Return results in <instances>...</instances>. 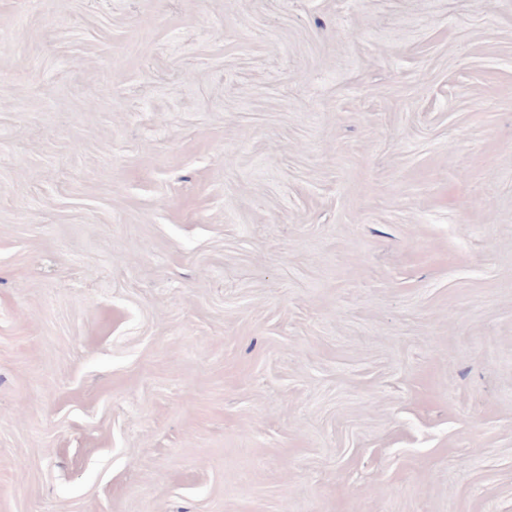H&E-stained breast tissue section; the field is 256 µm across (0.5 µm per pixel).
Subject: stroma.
<instances>
[{
  "mask_svg": "<svg viewBox=\"0 0 512 512\" xmlns=\"http://www.w3.org/2000/svg\"><path fill=\"white\" fill-rule=\"evenodd\" d=\"M0 512H512V0H0Z\"/></svg>",
  "mask_w": 512,
  "mask_h": 512,
  "instance_id": "obj_1",
  "label": "stroma"
}]
</instances>
